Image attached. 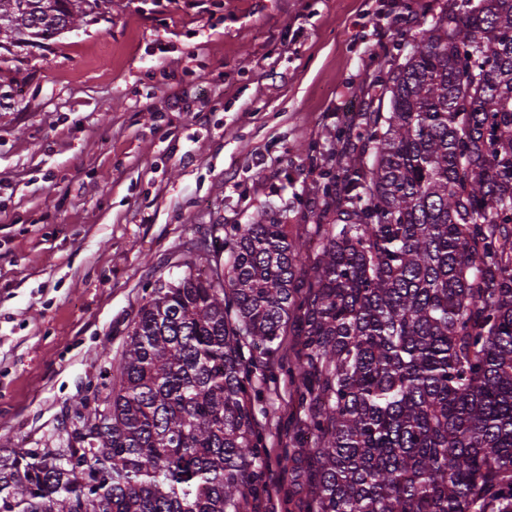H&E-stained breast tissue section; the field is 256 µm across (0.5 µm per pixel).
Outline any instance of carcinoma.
<instances>
[{
    "label": "carcinoma",
    "mask_w": 512,
    "mask_h": 512,
    "mask_svg": "<svg viewBox=\"0 0 512 512\" xmlns=\"http://www.w3.org/2000/svg\"><path fill=\"white\" fill-rule=\"evenodd\" d=\"M102 0H0L13 47ZM378 78L310 267L270 209L191 242L106 394L55 448L0 453V512H241L264 490L254 362L291 314L309 512H512V0H445ZM204 261L206 278L191 272Z\"/></svg>",
    "instance_id": "cac0c4a2"
}]
</instances>
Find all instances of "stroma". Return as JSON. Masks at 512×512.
<instances>
[{"instance_id":"stroma-1","label":"stroma","mask_w":512,"mask_h":512,"mask_svg":"<svg viewBox=\"0 0 512 512\" xmlns=\"http://www.w3.org/2000/svg\"><path fill=\"white\" fill-rule=\"evenodd\" d=\"M144 15L112 0L42 47L0 54V442L53 448L103 391L140 307L215 224L280 210L315 256L320 173L351 163L381 65L438 0H209ZM189 111L172 110L174 96ZM253 380L273 495L308 512L315 462L289 320ZM289 453L288 467L278 458Z\"/></svg>"}]
</instances>
